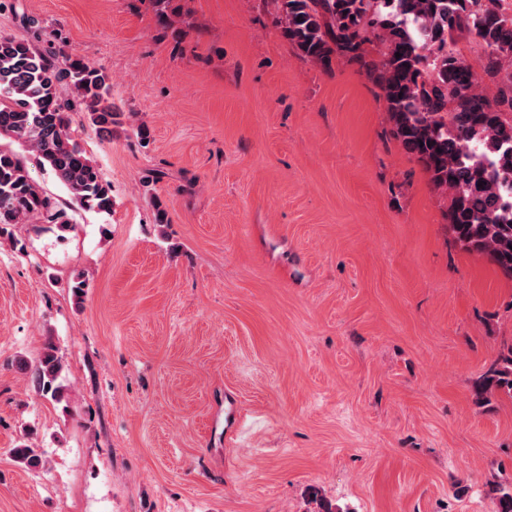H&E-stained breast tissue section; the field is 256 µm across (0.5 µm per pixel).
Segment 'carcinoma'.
<instances>
[{
	"label": "carcinoma",
	"mask_w": 512,
	"mask_h": 512,
	"mask_svg": "<svg viewBox=\"0 0 512 512\" xmlns=\"http://www.w3.org/2000/svg\"><path fill=\"white\" fill-rule=\"evenodd\" d=\"M172 0H148L158 25L179 15ZM281 34L307 61L329 69L355 61L378 86L403 149L448 198L454 239L512 276V7L506 0H268ZM484 47L476 60L455 34ZM65 84L71 97H59ZM82 112L105 138L121 124L102 67L74 55L63 63L24 35L0 36V137L35 153L69 199L45 193L19 153L0 148V233L14 224L71 223L76 210L112 212V191L76 140L71 113ZM37 390L59 401L61 359L53 344L25 365ZM512 398V346L481 377L479 393ZM28 468L41 459L13 449ZM494 512H512V484L493 482Z\"/></svg>",
	"instance_id": "cac0c4a2"
}]
</instances>
